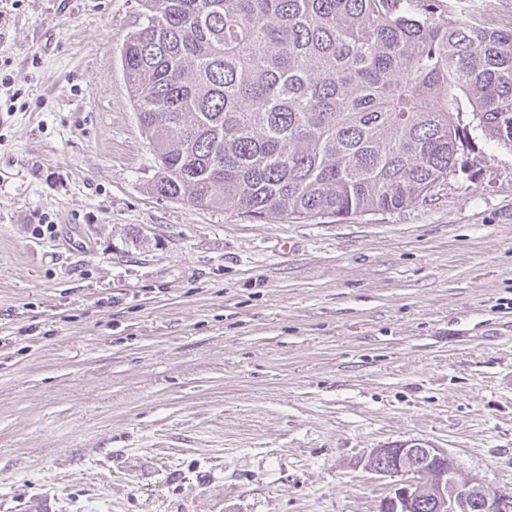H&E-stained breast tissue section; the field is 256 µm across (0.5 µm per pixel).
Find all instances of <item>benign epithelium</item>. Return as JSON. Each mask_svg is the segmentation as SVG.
Returning <instances> with one entry per match:
<instances>
[{"label":"benign epithelium","instance_id":"1","mask_svg":"<svg viewBox=\"0 0 512 512\" xmlns=\"http://www.w3.org/2000/svg\"><path fill=\"white\" fill-rule=\"evenodd\" d=\"M365 467L399 478L380 512H512L511 495L494 494L476 479L460 478L448 452L429 443L375 448Z\"/></svg>","mask_w":512,"mask_h":512}]
</instances>
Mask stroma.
<instances>
[{"label": "stroma", "mask_w": 512, "mask_h": 512, "mask_svg": "<svg viewBox=\"0 0 512 512\" xmlns=\"http://www.w3.org/2000/svg\"><path fill=\"white\" fill-rule=\"evenodd\" d=\"M135 12L0 0V512H379L406 441L512 489V149L344 221L159 197Z\"/></svg>", "instance_id": "stroma-1"}]
</instances>
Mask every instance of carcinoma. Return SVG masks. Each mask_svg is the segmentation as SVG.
<instances>
[{
  "mask_svg": "<svg viewBox=\"0 0 512 512\" xmlns=\"http://www.w3.org/2000/svg\"><path fill=\"white\" fill-rule=\"evenodd\" d=\"M438 0H137L124 81L156 195L256 219L398 210L512 147V27Z\"/></svg>",
  "mask_w": 512,
  "mask_h": 512,
  "instance_id": "carcinoma-1",
  "label": "carcinoma"
}]
</instances>
